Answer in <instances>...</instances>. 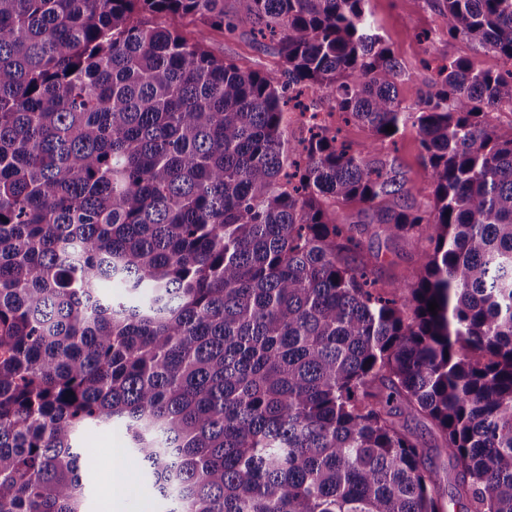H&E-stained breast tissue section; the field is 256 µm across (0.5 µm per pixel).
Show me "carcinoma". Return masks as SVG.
<instances>
[{"mask_svg": "<svg viewBox=\"0 0 512 512\" xmlns=\"http://www.w3.org/2000/svg\"><path fill=\"white\" fill-rule=\"evenodd\" d=\"M366 2L0 0V512H84L76 436L114 423L164 512H445L447 458L512 512V0H437L506 69L450 58L414 103ZM241 24L280 74L205 49ZM360 224L419 272L380 283ZM156 23L175 31L190 39L196 37L200 25L189 16L158 15L153 18ZM394 155L398 158L410 185L430 189V174L425 168L421 158L419 136L416 128L410 124L401 128L396 137V152Z\"/></svg>", "mask_w": 512, "mask_h": 512, "instance_id": "1", "label": "carcinoma"}]
</instances>
